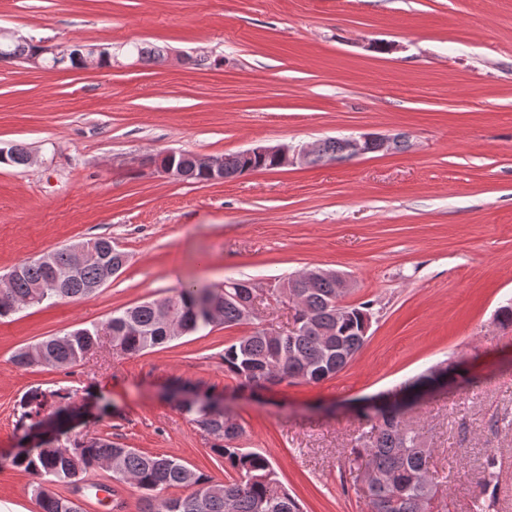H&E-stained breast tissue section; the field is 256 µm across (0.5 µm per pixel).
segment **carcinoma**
<instances>
[{"mask_svg": "<svg viewBox=\"0 0 512 512\" xmlns=\"http://www.w3.org/2000/svg\"><path fill=\"white\" fill-rule=\"evenodd\" d=\"M36 48L33 41L21 39L11 42L3 52L19 60ZM175 162L183 169V180H206L193 153L183 151ZM278 168L271 157H246L240 152L224 155L226 179ZM86 245L95 252L104 250L112 266H124L125 252L112 246V241L95 238ZM47 259V264L38 258L18 267L8 296L0 297V318L22 308L86 298L96 292L95 284L102 274L100 260L86 262L70 274L63 287L55 288L50 268L69 270L70 248L58 249ZM292 279L300 285L293 316L296 331L273 340L257 327L224 346V372L240 390L259 392L270 384L321 382L346 368L367 340L364 327L365 317L370 315L368 305L336 300V282L330 278L311 280L303 272ZM243 301L244 297L231 295L222 286L188 284L175 295L145 301L112 316L106 329L114 350L138 355L175 340L164 325V312L171 313L185 333L191 334L208 327L199 313V303L217 304L219 318L213 325L230 328L246 323ZM98 343L97 328H80L18 351L14 362L20 367L71 365ZM450 372L456 375L460 370L456 366L451 371L439 368L406 383L402 398L364 406L363 415L370 427L355 439L348 462L354 466L364 461L371 468L372 478L361 484L370 512H449V494L440 492L443 482L430 474L434 449L426 447L418 431L401 426V421L413 399L423 389L447 380ZM170 394L200 429L214 437L210 451L224 464L227 477L223 482L190 468L177 457L146 454L73 432V421L84 416L77 393L37 388L27 391L20 400L16 429L22 431L21 450L10 464L34 478L33 492L40 512H79L74 500L57 495L50 486L66 484L73 487L74 494L82 495L87 490L80 485L85 474L104 462L112 469L115 481L130 483L141 492L140 512H302L269 458L236 445L243 429L228 423L223 415L209 416V393L177 382L170 387ZM480 484L482 497L474 500L472 512L489 508V490L496 485L494 460L486 463ZM174 487H185L190 492L179 497L161 496Z\"/></svg>", "mask_w": 512, "mask_h": 512, "instance_id": "cac0c4a2", "label": "carcinoma"}]
</instances>
